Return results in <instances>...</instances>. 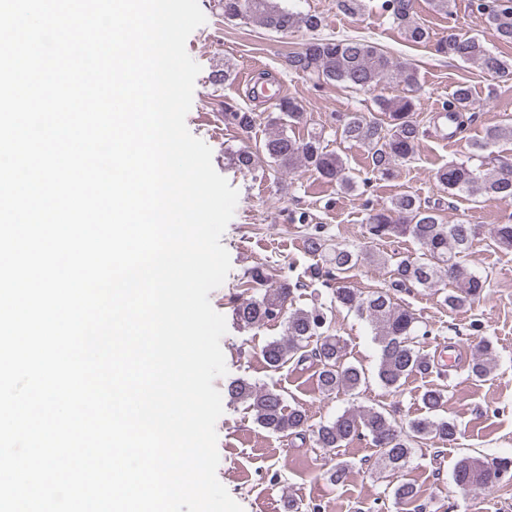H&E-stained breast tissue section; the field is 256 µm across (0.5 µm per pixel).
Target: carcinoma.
Wrapping results in <instances>:
<instances>
[{
    "mask_svg": "<svg viewBox=\"0 0 512 512\" xmlns=\"http://www.w3.org/2000/svg\"><path fill=\"white\" fill-rule=\"evenodd\" d=\"M472 6L485 16L493 35L512 43V0H473ZM382 7L392 24L404 31L412 43L430 40L428 29L414 18L412 0H384ZM224 18L243 19L259 26L287 33L304 29L311 34L303 49L290 59L293 72L300 77H315L326 83L373 94L389 79L406 88L407 93L377 99L378 112H347L336 117V132L347 142L368 149L364 186L373 181L391 180L399 166L414 157L419 141L427 134L414 117L417 105L412 92L419 87L418 70L411 64L393 61L377 42L365 37L330 39L320 36L322 20L317 14L292 11L278 0H224ZM436 51L457 58L466 64L496 75L500 81L512 80V62L492 53L476 37L452 35L436 44ZM473 103L471 87L465 81L456 84L448 97L444 118L451 134L464 130L470 121L467 113ZM270 125L276 131L267 137L262 152L281 168L293 170L299 166L314 169L326 182H334L344 190L355 188L356 181L346 172L343 158L324 146L323 131H311L300 140L286 133V128L307 124L303 106L291 99H281L274 105ZM224 123L248 131L255 124V114L232 106L225 109ZM504 142H512V122L489 127L482 141L476 143V157ZM439 184L448 195H465L474 200L512 201V160L498 159L491 169L472 166L467 162H452L435 172ZM365 231L373 241L409 237L423 249L419 256L359 252L344 246L327 247L320 226H306V251L320 258L313 267L314 275L325 278L333 288L336 304L353 311L366 320L374 331L380 348L376 376L389 391H398L403 381L413 374L446 375L444 365L420 352L419 340L431 333L420 325L410 310L398 305L391 292L425 288L443 294V305L450 311L472 306L482 298L486 279L466 265L478 225L460 222L446 224L437 210L425 206L414 194L405 191L377 207L366 204ZM491 236L497 248L512 253V221L493 226ZM389 269L388 289L362 295L348 286V273L362 260ZM452 281V288L441 287L443 277ZM245 297L234 307L236 320L245 328L260 329L270 322L283 321L285 336L268 342L262 349L263 360L276 372L292 362L300 365L310 359L319 366L317 387L326 395L357 398L368 376L363 368L347 361L343 339L333 333L331 318L322 307L310 310L286 309L292 290L288 280H270L265 269L256 267L248 272ZM497 365V349L493 342L481 338L475 345L467 367V377H488ZM228 394L252 411L256 422L264 429L283 437L302 434L308 428L309 416L300 404H286L284 394L246 378L228 385ZM424 413L405 422L387 412L362 405H351L336 418L319 424L312 430L316 447L325 452L341 448L355 439H369L376 448L379 461L391 475L400 474L410 462L414 446L428 442H448L461 431L458 424L441 414L447 402V388L426 389L420 397ZM512 480V457L478 458L464 456L453 470L456 486L465 492H477L493 483ZM396 503L414 502L416 486L397 480L392 490Z\"/></svg>",
    "mask_w": 512,
    "mask_h": 512,
    "instance_id": "1",
    "label": "carcinoma"
}]
</instances>
